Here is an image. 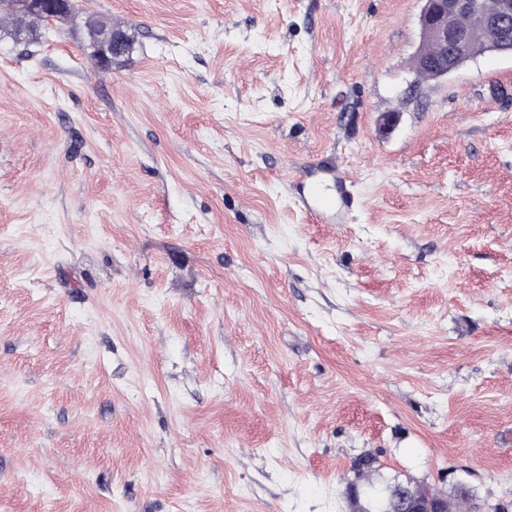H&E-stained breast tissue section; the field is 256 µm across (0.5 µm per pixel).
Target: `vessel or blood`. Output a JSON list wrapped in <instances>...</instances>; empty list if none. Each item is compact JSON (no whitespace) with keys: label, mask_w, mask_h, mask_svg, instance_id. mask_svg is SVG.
<instances>
[{"label":"vessel or blood","mask_w":512,"mask_h":512,"mask_svg":"<svg viewBox=\"0 0 512 512\" xmlns=\"http://www.w3.org/2000/svg\"><path fill=\"white\" fill-rule=\"evenodd\" d=\"M293 186L300 209L323 224L345 223L355 203L347 176L339 167L321 161L297 173Z\"/></svg>","instance_id":"vessel-or-blood-1"}]
</instances>
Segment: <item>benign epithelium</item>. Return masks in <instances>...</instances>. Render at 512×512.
Wrapping results in <instances>:
<instances>
[{
    "mask_svg": "<svg viewBox=\"0 0 512 512\" xmlns=\"http://www.w3.org/2000/svg\"><path fill=\"white\" fill-rule=\"evenodd\" d=\"M70 0H18L17 10L22 15L43 13L52 17L65 15ZM466 14L481 26L498 29L500 40L492 53L512 54V0H499L497 12H483L479 0H423L420 12L421 43L435 44L450 56L463 49L465 35L456 28L458 16ZM125 49L123 35L115 30L102 36L98 59L107 65L111 56ZM465 495L456 488L448 494L421 482L408 484V492L370 498L367 480L359 475L351 480L345 490L347 512H454V502Z\"/></svg>",
    "mask_w": 512,
    "mask_h": 512,
    "instance_id": "benign-epithelium-1",
    "label": "benign epithelium"
}]
</instances>
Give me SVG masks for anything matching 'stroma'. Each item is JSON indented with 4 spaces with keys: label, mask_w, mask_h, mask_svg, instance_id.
I'll return each instance as SVG.
<instances>
[{
    "label": "stroma",
    "mask_w": 512,
    "mask_h": 512,
    "mask_svg": "<svg viewBox=\"0 0 512 512\" xmlns=\"http://www.w3.org/2000/svg\"><path fill=\"white\" fill-rule=\"evenodd\" d=\"M79 5L0 28V512H346L367 453L512 512V56L418 78L422 0ZM124 49L123 35L115 30L109 31L102 36V47L98 53V59L105 66L112 55L122 52ZM295 202L314 221L323 224H342L352 210L355 198L351 182L338 166L321 161L311 163L292 179ZM335 194L325 196L328 187Z\"/></svg>",
    "instance_id": "35a3bbf8"
}]
</instances>
